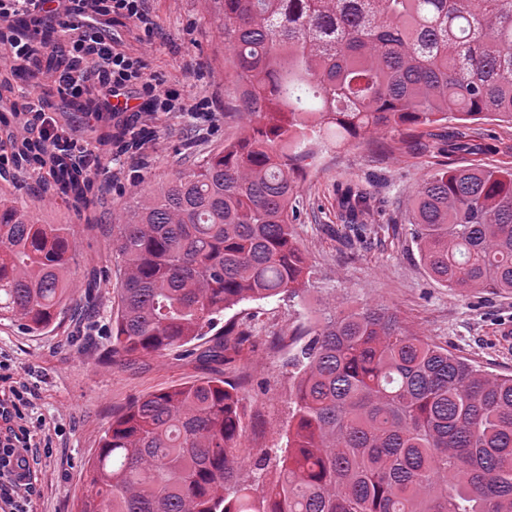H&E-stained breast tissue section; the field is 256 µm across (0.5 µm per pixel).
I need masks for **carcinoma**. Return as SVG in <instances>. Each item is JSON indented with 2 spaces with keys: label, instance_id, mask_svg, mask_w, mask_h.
<instances>
[{
  "label": "carcinoma",
  "instance_id": "cac0c4a2",
  "mask_svg": "<svg viewBox=\"0 0 512 512\" xmlns=\"http://www.w3.org/2000/svg\"><path fill=\"white\" fill-rule=\"evenodd\" d=\"M224 79L252 116L140 197L110 227L121 261L113 364L199 340L244 301L301 298L295 173L311 144L450 118L512 125V0H213ZM27 161L80 212L94 181L65 149ZM420 261L446 288L512 292V168L432 173L407 214ZM67 224H40L0 194V321L60 326L112 285L70 277ZM290 358L288 444L253 464L246 412L222 378L132 400L84 466L75 512H512V376L436 346L382 306L333 308ZM251 330L215 337L224 360ZM277 478L266 480L269 471Z\"/></svg>",
  "mask_w": 512,
  "mask_h": 512
}]
</instances>
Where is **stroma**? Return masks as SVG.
Returning <instances> with one entry per match:
<instances>
[{
	"label": "stroma",
	"mask_w": 512,
	"mask_h": 512,
	"mask_svg": "<svg viewBox=\"0 0 512 512\" xmlns=\"http://www.w3.org/2000/svg\"><path fill=\"white\" fill-rule=\"evenodd\" d=\"M151 8L154 32L116 18L107 34L140 56L164 89L211 101L209 115L146 122L125 112L99 120L85 110V97L67 96L43 77L34 88L44 112L25 111L20 89L0 94V142L8 156L20 148L14 140L20 127H27V139L35 141L43 118L52 117L65 136L88 143L83 167L99 189L102 210L115 215L131 194L190 167L249 121L245 113L224 109L235 88L224 80V37L212 8L205 0H151ZM122 127L148 141L143 161H136L125 143L100 145L101 134ZM313 151L314 159L297 176L294 200V232L311 269L303 301L244 302L226 311L224 325L247 320L252 327L250 343L234 361L212 356L210 344L199 340L117 365L98 364V356L111 349L106 307L65 319L61 327L39 336L0 322V362L10 366L15 380L34 387V432L52 440L51 448L33 451L29 512H74L85 481L83 465L96 454L113 417L133 399L201 377L242 385L247 406L243 457L285 447L292 387L286 363L293 350L275 339L314 325L332 303L390 308L409 328L454 355L487 372L512 375V346L498 340L502 328L512 327V292L465 295L434 282L420 263L405 220L414 191L437 169L512 167V126L451 119L381 131L338 146L319 144ZM16 176L23 183L20 202L35 203L40 223L72 225L73 279L101 264L111 251L110 238L87 233L85 217L60 200L41 196L38 170H20ZM349 191L367 196L364 220L383 225L379 237L365 242L354 237L345 197Z\"/></svg>",
	"instance_id": "obj_1"
}]
</instances>
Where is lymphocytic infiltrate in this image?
<instances>
[{
  "mask_svg": "<svg viewBox=\"0 0 512 512\" xmlns=\"http://www.w3.org/2000/svg\"><path fill=\"white\" fill-rule=\"evenodd\" d=\"M150 0H0V22H22L34 14L56 21L62 28L68 67L55 75L56 82L73 95L93 90L102 97V107L112 111L113 99L137 92L148 119L160 115L209 111L205 100L181 97L161 89L143 61L117 49L97 25L98 19L112 16L152 30ZM0 375V512H27L32 489L29 454L36 442L30 428L28 409L34 393L27 382L9 386Z\"/></svg>",
  "mask_w": 512,
  "mask_h": 512,
  "instance_id": "1",
  "label": "lymphocytic infiltrate"
}]
</instances>
